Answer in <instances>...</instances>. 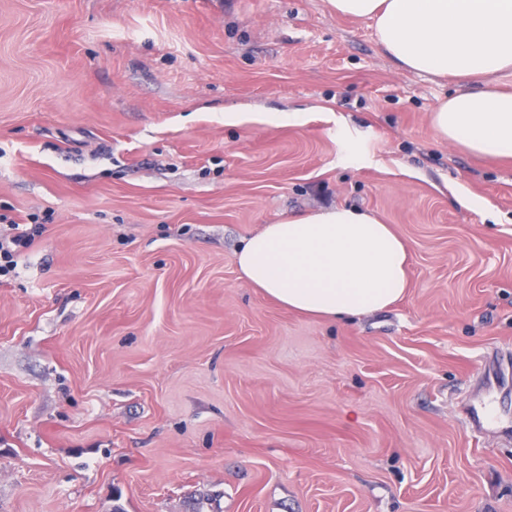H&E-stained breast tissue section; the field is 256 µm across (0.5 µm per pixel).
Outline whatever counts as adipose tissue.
I'll return each instance as SVG.
<instances>
[{"label": "adipose tissue", "mask_w": 512, "mask_h": 512, "mask_svg": "<svg viewBox=\"0 0 512 512\" xmlns=\"http://www.w3.org/2000/svg\"><path fill=\"white\" fill-rule=\"evenodd\" d=\"M337 15L373 20L401 69L465 78L439 100L435 134L512 159V0H329ZM241 274L283 307L325 320L383 310L408 286L403 241L376 215L347 207L264 225L236 254Z\"/></svg>", "instance_id": "1"}]
</instances>
